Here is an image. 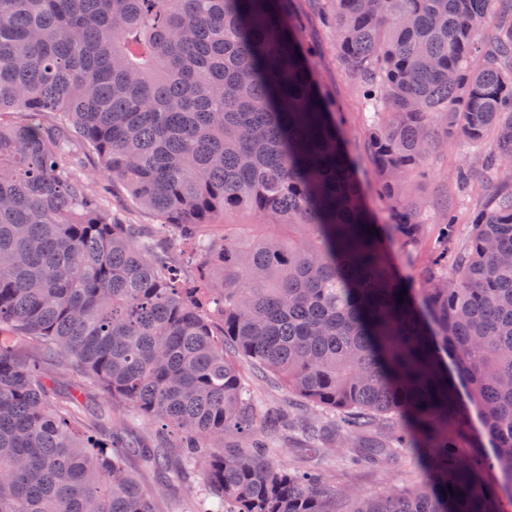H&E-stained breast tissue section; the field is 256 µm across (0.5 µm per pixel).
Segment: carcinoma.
Instances as JSON below:
<instances>
[{"label":"carcinoma","mask_w":512,"mask_h":512,"mask_svg":"<svg viewBox=\"0 0 512 512\" xmlns=\"http://www.w3.org/2000/svg\"><path fill=\"white\" fill-rule=\"evenodd\" d=\"M321 13L363 89L388 224L362 202L295 0H0V118L18 115L0 121V512H162L130 455L164 483L204 463L208 512H504L482 473L512 493V0ZM490 132L469 242L418 292L386 252L424 232L408 177ZM104 179L195 248V276L95 193ZM248 364L341 415L340 440L392 417L372 459L411 449L426 478L356 499L280 468ZM63 375L157 438L79 430Z\"/></svg>","instance_id":"obj_1"}]
</instances>
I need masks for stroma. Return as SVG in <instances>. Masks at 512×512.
Segmentation results:
<instances>
[{
  "instance_id": "stroma-1",
  "label": "stroma",
  "mask_w": 512,
  "mask_h": 512,
  "mask_svg": "<svg viewBox=\"0 0 512 512\" xmlns=\"http://www.w3.org/2000/svg\"><path fill=\"white\" fill-rule=\"evenodd\" d=\"M299 6L304 17L305 37L317 49L314 62L319 78L344 114L343 134L348 148L362 161L359 177L365 203L375 220L385 223L388 210L376 192L375 171L364 159L368 128L358 111L357 89L343 73L336 58L332 32L319 23L311 0H300ZM462 168L467 169L470 178L465 186L457 180V173ZM485 179L483 153L478 149H452L444 156L432 158L428 176L416 179L415 184L426 205L424 242L409 264L404 261L400 245L395 244L390 248L391 258L411 287L421 288L425 285L420 270L428 263L431 248L440 233V211L437 206L440 195H447L448 207L457 215L454 240L459 244L464 243L471 232L475 191ZM243 376L261 407L295 406V414L289 416L287 423L281 424L278 429L281 448L278 460L290 470L318 471L331 488L351 490L367 497L411 486L423 478V464L412 452L401 453L386 464L368 462L371 449L387 444L386 433L375 428H363L352 434L349 447H337L334 412L316 407L302 408L301 398L288 392L284 386L257 376L252 369H245ZM163 490L168 512H199L200 508L211 506L214 501L200 471L195 472L188 482H174Z\"/></svg>"
}]
</instances>
